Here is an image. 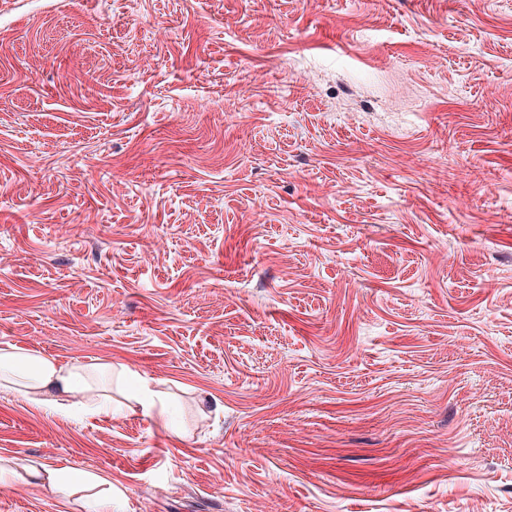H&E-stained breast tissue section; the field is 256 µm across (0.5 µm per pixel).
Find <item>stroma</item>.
<instances>
[{
    "label": "stroma",
    "mask_w": 512,
    "mask_h": 512,
    "mask_svg": "<svg viewBox=\"0 0 512 512\" xmlns=\"http://www.w3.org/2000/svg\"><path fill=\"white\" fill-rule=\"evenodd\" d=\"M9 345L175 399L0 388L112 512H512V0H0ZM125 384L128 385L126 399L140 406L145 411H155L158 420L170 429H176L173 417L172 400L168 393L148 390L141 381H137L135 373L129 369L119 372Z\"/></svg>",
    "instance_id": "obj_1"
}]
</instances>
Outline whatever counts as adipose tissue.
<instances>
[{"label":"adipose tissue","instance_id":"1","mask_svg":"<svg viewBox=\"0 0 512 512\" xmlns=\"http://www.w3.org/2000/svg\"><path fill=\"white\" fill-rule=\"evenodd\" d=\"M127 384L126 398L143 410L155 412L168 428L174 427L172 400L168 393L148 390L132 371H122ZM112 383L108 364H61L56 359L17 347L0 349V387L12 390L19 398L53 410L63 400L97 396V410L112 409L106 388ZM0 481L15 485H40L68 497L85 491L82 512H112V482L100 474L76 468H50L34 460L0 464Z\"/></svg>","mask_w":512,"mask_h":512}]
</instances>
